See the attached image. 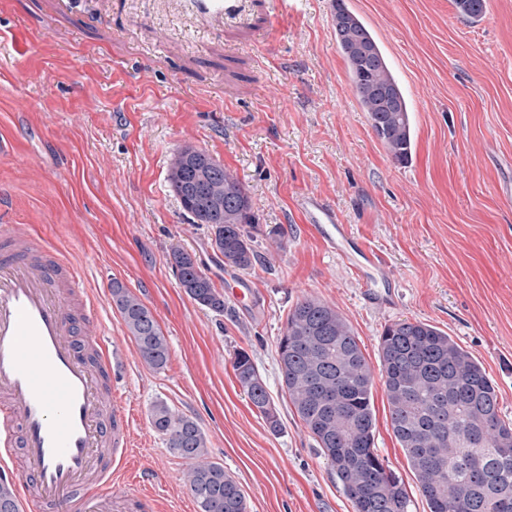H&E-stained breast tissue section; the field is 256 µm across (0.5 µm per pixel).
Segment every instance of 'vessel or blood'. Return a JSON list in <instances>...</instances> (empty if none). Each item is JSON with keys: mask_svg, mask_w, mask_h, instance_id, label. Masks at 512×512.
<instances>
[{"mask_svg": "<svg viewBox=\"0 0 512 512\" xmlns=\"http://www.w3.org/2000/svg\"><path fill=\"white\" fill-rule=\"evenodd\" d=\"M208 32L242 21L251 0H176ZM72 14L105 17L112 0H60ZM298 213L325 245L362 274L367 292L393 282L387 262L352 236L322 197H301ZM100 302L82 262L34 235L0 225V457L22 478L28 512H150V497L117 498L112 483L131 450L124 403L113 397L118 360L100 338Z\"/></svg>", "mask_w": 512, "mask_h": 512, "instance_id": "vessel-or-blood-1", "label": "vessel or blood"}]
</instances>
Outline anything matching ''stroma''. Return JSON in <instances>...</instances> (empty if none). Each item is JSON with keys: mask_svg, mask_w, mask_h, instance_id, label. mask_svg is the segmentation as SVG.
I'll return each mask as SVG.
<instances>
[{"mask_svg": "<svg viewBox=\"0 0 512 512\" xmlns=\"http://www.w3.org/2000/svg\"><path fill=\"white\" fill-rule=\"evenodd\" d=\"M381 42L412 107L415 151L396 163L349 84L332 26L333 0H253L248 20L211 34L160 0H115L110 17L57 15L49 0H0V216L97 262L92 294L121 281L157 319L164 370L142 360L119 312L102 330L123 362L135 455L128 489L162 512H199L186 460L151 424L164 400L193 418L212 461L241 486L248 512H355L294 411L277 339L289 310L317 297L342 313L371 365L385 326L422 321L483 364L512 423V0H487L480 22L453 0H345ZM168 24L171 38L153 33ZM52 38H43L44 28ZM208 151L247 188L260 259L244 277L249 306L201 308L167 262L195 254L217 289L229 268L205 225L167 181L177 149ZM314 193L388 260L390 304L302 224ZM254 359L278 410L272 433L240 388L235 351ZM374 446L400 475L412 512H428L374 388Z\"/></svg>", "mask_w": 512, "mask_h": 512, "instance_id": "stroma-1", "label": "stroma"}]
</instances>
